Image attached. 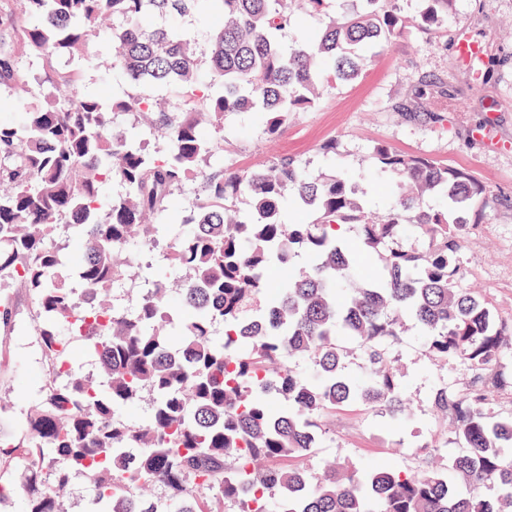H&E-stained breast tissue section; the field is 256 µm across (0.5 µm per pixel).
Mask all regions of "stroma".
<instances>
[{
    "mask_svg": "<svg viewBox=\"0 0 512 512\" xmlns=\"http://www.w3.org/2000/svg\"><path fill=\"white\" fill-rule=\"evenodd\" d=\"M468 29L485 44L497 64L478 79L472 69L452 65L449 31ZM434 81L439 96L413 98L415 88ZM489 123L492 136L512 140V0H455L450 30L432 36L412 32L393 41L366 65L352 83L325 86L321 103L291 115L277 137L263 134L250 112L224 118V164L244 168L295 155L312 175L348 174L373 211H382L394 194V179L381 172L372 154L382 143L399 152L471 171L498 205L470 211L459 260L460 287L485 297L497 315L512 321V153L486 148L469 135L472 126ZM336 139L335 154L320 150ZM15 325L0 342V436H19L25 408L36 398L46 364L34 326L33 303L22 289L11 291ZM397 375L406 388L411 413L399 428L384 413L353 404L337 410L327 435L300 463L310 477L336 462L356 468L388 462L408 473L444 466L456 451L454 426L437 413L435 391L445 385L463 392L475 377L469 365L431 362L416 329H408L392 352Z\"/></svg>",
    "mask_w": 512,
    "mask_h": 512,
    "instance_id": "obj_1",
    "label": "stroma"
}]
</instances>
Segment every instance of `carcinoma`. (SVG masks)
I'll list each match as a JSON object with an SVG mask.
<instances>
[{"label":"carcinoma","mask_w":512,"mask_h":512,"mask_svg":"<svg viewBox=\"0 0 512 512\" xmlns=\"http://www.w3.org/2000/svg\"><path fill=\"white\" fill-rule=\"evenodd\" d=\"M291 45L280 35L299 25L296 0H0V101L24 90V63L42 62L40 100L23 122L0 119V330L13 323L10 289L32 299L36 335L48 365L26 413V432L0 440V464L18 467L24 512H65L60 490L71 475L93 487L91 512H512V412L487 401L505 383L479 375L471 391L445 386L434 406L456 423L462 451L450 469L407 475L391 464L349 471L331 465L313 482L293 461L317 447L326 414L358 402L406 418L409 400L387 350L406 322L428 358L458 359L486 370L512 348V324L483 297L455 287L466 223L459 214L497 199L471 172L373 147L399 194L384 216L368 210L353 182L306 173L292 156L227 168L217 136L224 115L256 112L268 137L294 112L314 108L324 74L350 82L382 47L413 28L432 34L450 23L455 0H418L415 19L398 0H353ZM207 11L199 41L175 18ZM112 19L111 32L99 27ZM119 51L99 61L131 87L172 86L179 109L127 91L103 100L82 90V61L103 35ZM69 59L60 70L55 61ZM130 114L156 150L113 127ZM195 206L177 207L189 182ZM122 191L107 196L103 187ZM435 195L438 209L421 200ZM312 209L309 224L285 222L281 209ZM354 224L362 247L381 258L367 274L336 240ZM418 228L408 245L403 225ZM74 232L71 272L86 306L58 282L63 257L53 235ZM166 240L162 270L135 305L114 302L127 279L135 241ZM311 260L297 270L294 257ZM224 326L216 345L215 327ZM369 375L343 373L348 350ZM88 344L102 380L79 373L69 341ZM308 359L310 379L290 367ZM142 401L144 425L120 415ZM164 490V499L144 496ZM493 495H487V491Z\"/></svg>","instance_id":"1"}]
</instances>
